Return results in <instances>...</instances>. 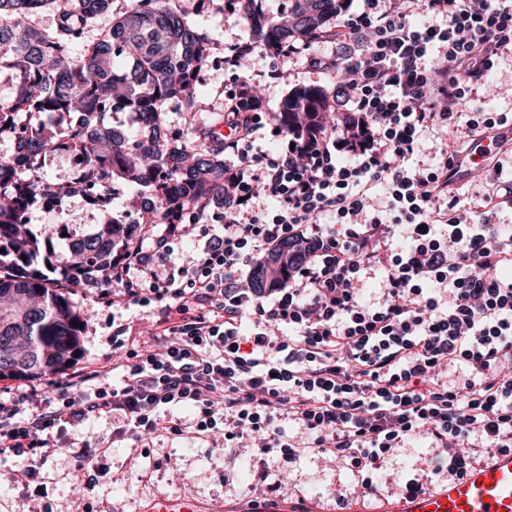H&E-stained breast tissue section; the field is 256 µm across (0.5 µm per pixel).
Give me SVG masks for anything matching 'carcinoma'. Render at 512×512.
Returning a JSON list of instances; mask_svg holds the SVG:
<instances>
[{"instance_id":"cac0c4a2","label":"carcinoma","mask_w":512,"mask_h":512,"mask_svg":"<svg viewBox=\"0 0 512 512\" xmlns=\"http://www.w3.org/2000/svg\"><path fill=\"white\" fill-rule=\"evenodd\" d=\"M204 0H0V76L12 95L0 100V135L16 145L0 159V380L56 373L76 360L84 323L70 299L75 286L107 281L116 256L134 247L146 224H166L176 212L224 205V142L214 130L224 119L202 122L187 137L164 119L169 106L198 111L200 75L213 42L194 23ZM259 49L310 42L346 14L351 0H291L273 18L261 0H238ZM44 11L54 22L43 27ZM112 25L97 28L104 14ZM98 29L96 37L87 34ZM131 113V126L117 132L103 124L114 110ZM333 111L326 90L301 87L285 96L276 120L292 130L299 121H324ZM83 157L78 184L52 182L43 173L49 152ZM150 188L155 196L134 224L106 215L78 239H68L76 261L55 264L52 236L27 227L26 214L42 200L80 193L107 210L113 187ZM304 254L286 241L272 254L279 266L255 269L252 285L265 292Z\"/></svg>"}]
</instances>
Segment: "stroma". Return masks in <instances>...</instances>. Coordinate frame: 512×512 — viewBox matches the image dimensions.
Wrapping results in <instances>:
<instances>
[{
    "label": "stroma",
    "mask_w": 512,
    "mask_h": 512,
    "mask_svg": "<svg viewBox=\"0 0 512 512\" xmlns=\"http://www.w3.org/2000/svg\"><path fill=\"white\" fill-rule=\"evenodd\" d=\"M236 0H211L207 8L196 15L198 27L208 32L214 42L213 65L201 79L208 88L200 100V110L189 114L168 109V125L191 134L202 120L223 112L224 90L229 86V73L224 69L225 42L247 38L248 24L243 21ZM267 60L249 63L246 76L262 91L266 113H274L279 102L290 91L305 86L334 88L336 81L329 74L305 68L303 64L288 67L287 77L277 83L264 76ZM488 109L512 112V58L501 61L493 76L486 79L480 91ZM100 212L91 207L83 196L65 198L59 205L38 204L27 213L30 228L57 236V262L69 264L71 253L65 240L59 239L62 223L89 226L99 223ZM223 229L186 227L182 240L175 244L167 259H158L151 240H143L142 253L149 268L162 274H175L186 267L204 236L221 235ZM70 297L77 310L86 316V326L80 338V366L110 367V377L120 380L116 367L118 357L113 352L116 335L121 329L131 331L135 344H142L152 335V323L158 317L157 305L146 307L128 302L112 294L111 286L72 289ZM110 444L111 451L104 460L105 472L91 485L74 476L76 454L83 444ZM254 453L252 443L226 453L222 449L203 445L187 436L164 434L152 439L149 447L140 448L133 441H113L112 417L104 414L93 418L77 430L69 432L59 453L42 467L43 501L50 512H138L139 507L153 499H191L202 504L225 506L229 512H252L255 495L242 473L249 469ZM436 457L424 438H416L398 449L394 458L375 474L377 496L393 503L398 489L407 479L426 470ZM26 464L25 457L12 456L0 461V512H30L32 500L26 499L22 487L12 479L14 471ZM279 500L292 504L297 512L320 507L334 512L339 493H352L355 478L347 467L313 454H304L282 477Z\"/></svg>",
    "instance_id": "obj_1"
}]
</instances>
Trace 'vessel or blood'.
Instances as JSON below:
<instances>
[{
    "label": "vessel or blood",
    "mask_w": 512,
    "mask_h": 512,
    "mask_svg": "<svg viewBox=\"0 0 512 512\" xmlns=\"http://www.w3.org/2000/svg\"><path fill=\"white\" fill-rule=\"evenodd\" d=\"M512 150V126L494 127L476 136L456 155L449 175L454 184L469 181L473 170L492 167L498 153ZM140 512H208L176 501H150ZM378 512H512V454H491L463 478L415 496L384 504Z\"/></svg>",
    "instance_id": "1"
}]
</instances>
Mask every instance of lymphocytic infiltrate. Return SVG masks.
I'll use <instances>...</instances> for the list:
<instances>
[{"mask_svg": "<svg viewBox=\"0 0 512 512\" xmlns=\"http://www.w3.org/2000/svg\"><path fill=\"white\" fill-rule=\"evenodd\" d=\"M342 16L331 55L291 44L267 78L298 61L336 73L350 122L313 135L278 131L271 151H254L263 102L249 97L242 64L251 41L224 47L232 88L224 95V235L197 249L180 278H153L139 248L125 250L111 280L142 306L161 303L157 333L126 350L123 381L50 375L53 408L22 416L0 403V458L26 456L14 476L30 485L60 450L52 437L103 413L117 415L113 439L145 443L161 433L244 438L257 446L252 486L279 491L266 456L282 466L302 453L346 465L363 495L404 441L426 438L434 475L456 480L489 452H512V179L496 162L477 190L451 188L448 165L466 138L511 112L474 105L480 86L512 52V0H366ZM434 131L431 159L409 160ZM306 255L281 288L257 292L242 274L282 242ZM152 277L140 288L135 274ZM381 275L380 294L360 291ZM457 378H449V369ZM189 408L186 421L164 409ZM299 424L285 435L283 420Z\"/></svg>", "mask_w": 512, "mask_h": 512, "instance_id": "obj_1", "label": "lymphocytic infiltrate"}]
</instances>
